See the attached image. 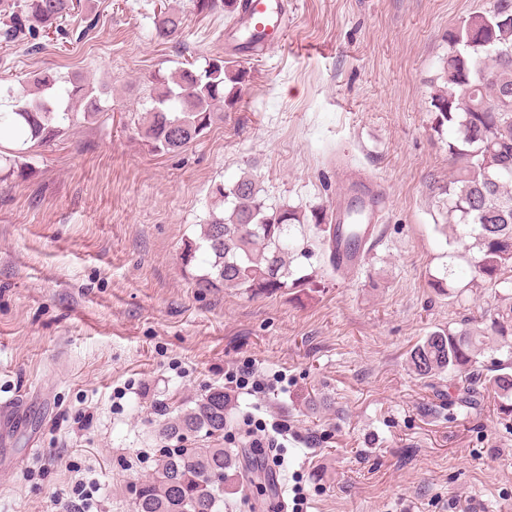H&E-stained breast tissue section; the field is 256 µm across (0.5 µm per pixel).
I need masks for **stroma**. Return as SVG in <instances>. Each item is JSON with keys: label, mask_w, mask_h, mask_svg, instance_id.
<instances>
[{"label": "stroma", "mask_w": 512, "mask_h": 512, "mask_svg": "<svg viewBox=\"0 0 512 512\" xmlns=\"http://www.w3.org/2000/svg\"><path fill=\"white\" fill-rule=\"evenodd\" d=\"M182 34L155 37L161 2ZM494 0H288L282 43L242 57L246 81L224 119L181 154L151 152L132 113L152 74L225 51L223 13L190 0H80L65 29L80 40L0 42V85L36 71L79 75L102 112L0 171V512H62L76 485L90 512H132L133 488L162 448L178 406L224 386L227 370L282 376L276 390H232L220 442L241 448L245 419L283 420L267 465L240 458L224 512H512V416L493 399L466 408L452 377L408 365L428 332L457 327L508 291L476 280L469 239L448 225V133L429 108L448 33ZM388 197L374 250L355 273L333 271L321 236L294 232L306 288L255 296L200 288L205 251L184 262L209 218L214 184L254 177L268 206L332 211L337 163ZM447 278V292L431 283Z\"/></svg>", "instance_id": "obj_1"}]
</instances>
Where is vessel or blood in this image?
I'll list each match as a JSON object with an SVG mask.
<instances>
[{
    "label": "vessel or blood",
    "instance_id": "obj_1",
    "mask_svg": "<svg viewBox=\"0 0 512 512\" xmlns=\"http://www.w3.org/2000/svg\"><path fill=\"white\" fill-rule=\"evenodd\" d=\"M240 28L244 35L259 34L257 48L271 47L288 30V0H240ZM387 195L384 188L374 180H366L359 199L366 222L359 227V242H347V210L337 208L333 215L336 224V242L330 247L337 271L351 273L363 265L372 250L374 225L382 217Z\"/></svg>",
    "mask_w": 512,
    "mask_h": 512
}]
</instances>
